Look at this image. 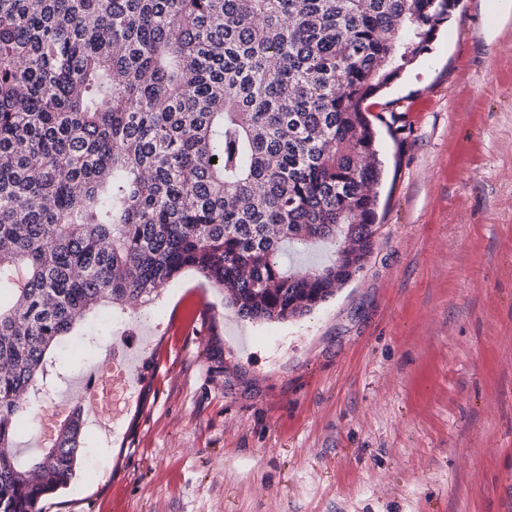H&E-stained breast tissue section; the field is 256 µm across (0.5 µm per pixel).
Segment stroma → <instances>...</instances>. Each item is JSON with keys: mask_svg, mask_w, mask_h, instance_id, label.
Returning <instances> with one entry per match:
<instances>
[{"mask_svg": "<svg viewBox=\"0 0 512 512\" xmlns=\"http://www.w3.org/2000/svg\"><path fill=\"white\" fill-rule=\"evenodd\" d=\"M512 0H459L427 51L367 101L383 177L363 271L312 314L248 322L187 271L122 324L59 351L70 385L119 333L151 384L121 440L86 432L43 512H512ZM421 109L417 126L395 113ZM476 157L448 179L451 144ZM202 334L174 335L187 301Z\"/></svg>", "mask_w": 512, "mask_h": 512, "instance_id": "obj_1", "label": "stroma"}]
</instances>
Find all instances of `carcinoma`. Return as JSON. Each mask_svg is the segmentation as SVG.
I'll return each mask as SVG.
<instances>
[{"instance_id":"1","label":"carcinoma","mask_w":512,"mask_h":512,"mask_svg":"<svg viewBox=\"0 0 512 512\" xmlns=\"http://www.w3.org/2000/svg\"><path fill=\"white\" fill-rule=\"evenodd\" d=\"M456 2L0 0V512L75 474L80 409L24 465L15 442L83 322L187 270L284 321L364 269L382 169L361 105ZM324 241L331 263L286 269Z\"/></svg>"}]
</instances>
